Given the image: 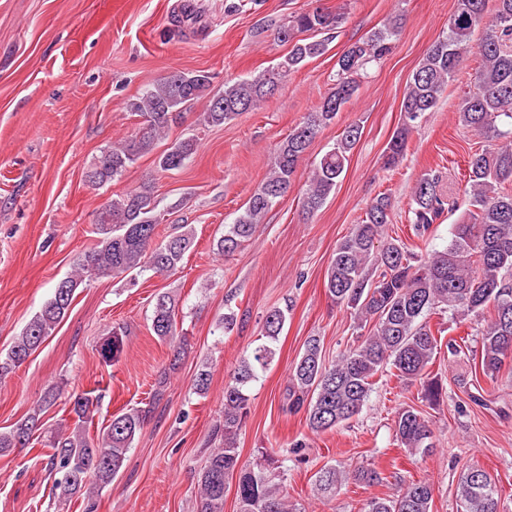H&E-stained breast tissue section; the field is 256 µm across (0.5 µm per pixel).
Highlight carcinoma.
<instances>
[{
  "label": "carcinoma",
  "instance_id": "carcinoma-1",
  "mask_svg": "<svg viewBox=\"0 0 512 512\" xmlns=\"http://www.w3.org/2000/svg\"><path fill=\"white\" fill-rule=\"evenodd\" d=\"M487 7L488 0H455L448 32L428 48L406 86L400 108L404 122L389 141L383 162L388 170L399 165L411 130L436 109L464 59L478 57L474 90L457 109L459 125L485 140L483 148L468 160L469 208L454 225L448 247L424 259L404 241L385 237L393 209L386 194L371 201L361 223L338 243L325 288L331 301L353 311L358 329L366 328L368 333L360 335L358 344L341 352L331 364L322 357L321 340L311 336L291 367L282 410L304 412L306 426L313 433L331 431L351 420L373 390L376 378L390 369L404 385L417 387L421 401L428 406L436 407L444 400L447 388L431 370L438 338L427 322L429 312L437 307L448 308L461 322L492 308L493 316L481 330L480 348L475 351L485 377L495 378L512 358V0H495L491 12ZM341 20V14L319 8L296 15L278 31V38L290 49L275 67L251 79L227 82L217 93L211 92L212 79L205 72L176 71L160 78L126 103L127 111L141 117L138 130L103 148L92 163L93 175L85 176V181L96 188L121 178L181 125L186 110L201 99L207 100L201 120L210 126H220L252 110L273 94L282 76L325 52ZM403 24V15L396 14L384 29L341 50L336 83L276 150L264 181L218 239V255L228 256L250 239L276 199L288 193L314 140L357 96L362 73L389 54ZM480 26L485 33L475 41L473 34ZM305 32H318L323 38H297ZM361 134L359 124L346 126L334 147L321 157L304 193L308 213L318 211L335 191ZM197 148L193 138L178 140L157 156L156 167L161 172L177 170ZM441 181L442 176L430 170L414 186L406 220L419 238L447 211ZM161 221L149 181L108 197L98 209L95 246L56 282L51 298L15 337L6 356L0 357V379L20 367L55 331L87 277L125 278L146 269L160 275L174 273L193 237L181 232L158 243L156 229ZM176 307L172 295L157 294L151 331L177 359L184 352L186 336L178 329ZM287 318L286 309L267 312L265 341L241 358L224 383V418L215 430L218 447L210 450L198 473L196 512H224V495L232 477L236 478L238 512H298L275 482L282 462L268 456L265 466L246 463L237 446L248 414L250 386L273 363L274 343ZM126 344L127 329L115 325L99 345V357L106 364L115 363L124 355ZM59 396L57 390L47 391L23 419L0 432V454L29 447L33 435L42 432L43 445L51 449L45 469L58 504L81 496L92 509L100 488L118 476L151 409L122 410L92 435L87 423L92 421L99 396L90 391L70 395V413L75 416L71 427L45 420ZM395 432L400 445L409 451L435 447L430 421L412 405L397 412ZM349 479L368 486L384 481L373 468L326 465L315 474L314 491L319 498H332ZM433 498L430 482L397 475L393 492L369 498L363 512H432ZM456 498L457 512H504L496 479L476 466L468 465L461 472Z\"/></svg>",
  "mask_w": 512,
  "mask_h": 512
}]
</instances>
